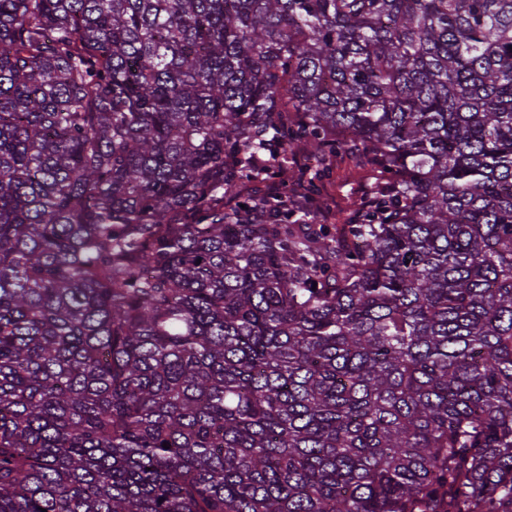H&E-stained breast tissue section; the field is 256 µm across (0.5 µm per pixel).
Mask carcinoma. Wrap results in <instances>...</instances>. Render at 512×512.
<instances>
[{"mask_svg": "<svg viewBox=\"0 0 512 512\" xmlns=\"http://www.w3.org/2000/svg\"><path fill=\"white\" fill-rule=\"evenodd\" d=\"M44 509L512 512V0H0V512ZM374 183L373 172L368 166L355 164L347 157L344 161L336 160L332 179L325 183L322 191L327 207L336 214V224H342L354 209L353 204L369 194Z\"/></svg>", "mask_w": 512, "mask_h": 512, "instance_id": "carcinoma-1", "label": "carcinoma"}]
</instances>
